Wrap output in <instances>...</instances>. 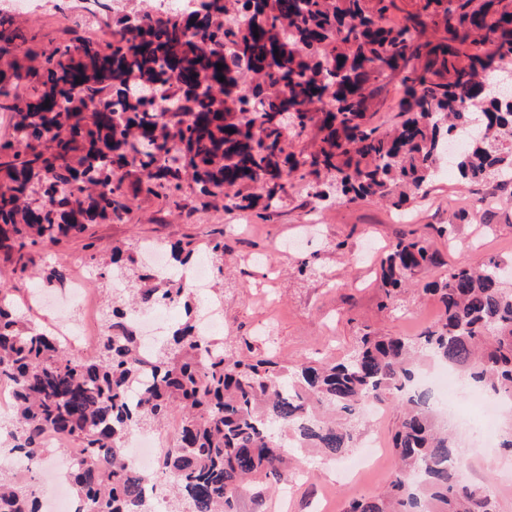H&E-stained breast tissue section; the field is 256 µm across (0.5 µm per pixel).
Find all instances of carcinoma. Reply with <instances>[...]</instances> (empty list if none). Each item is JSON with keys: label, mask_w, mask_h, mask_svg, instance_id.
Listing matches in <instances>:
<instances>
[{"label": "carcinoma", "mask_w": 512, "mask_h": 512, "mask_svg": "<svg viewBox=\"0 0 512 512\" xmlns=\"http://www.w3.org/2000/svg\"><path fill=\"white\" fill-rule=\"evenodd\" d=\"M397 10V0H201L190 11L115 17L97 40L53 43L38 69L14 56L0 69V110L12 119L0 140V250L24 273L32 247L121 221L125 200L141 195L199 193L222 198L226 212L259 207L268 218L298 170L336 178L339 204L376 197L400 211L437 177L450 139L461 147L448 168L497 194L512 184V92L483 93L475 78L512 57V0H421L381 24ZM477 28L494 51L467 52ZM26 42L1 15L0 54ZM388 71L400 77L408 118L383 130L369 112ZM24 82L33 94L23 97ZM285 108L299 118L293 136L313 134V151L288 150L275 123ZM208 256L223 274L224 241H211ZM431 262L422 238H399L381 265L385 295ZM98 268L131 288L130 299L108 303L91 355L22 323L17 299L0 289V384L16 394L0 453L38 467L45 433L79 442L77 512H154L125 443L173 410L184 426L161 461L170 512H238L247 481L288 473V449L343 455L364 405L391 395L404 410L398 471L386 494L353 499L345 512H495L488 490L448 473L456 446L414 377L425 357L512 399V290L499 261L452 267L426 286L441 314L418 335L366 332L341 361L291 367L253 356L246 339L233 348L197 335L182 279L140 273L119 247ZM166 300L186 320L146 357L128 317ZM0 512H39L37 490L4 468Z\"/></svg>", "instance_id": "carcinoma-1"}]
</instances>
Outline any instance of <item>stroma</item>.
I'll use <instances>...</instances> for the list:
<instances>
[{"label": "stroma", "instance_id": "35a3bbf8", "mask_svg": "<svg viewBox=\"0 0 512 512\" xmlns=\"http://www.w3.org/2000/svg\"><path fill=\"white\" fill-rule=\"evenodd\" d=\"M83 10V0H37L34 9L13 12V25L37 55L49 42L81 37L86 22L101 24L98 16L85 20ZM318 185L325 194L321 201L312 198L308 179L293 174L267 221L252 212L226 213L221 201L207 197L177 203L140 197L130 201L126 221L93 224L59 245L33 247L32 276L12 274L11 263L0 259V286L23 297L33 276L55 268L70 278L84 276L103 306L116 284L99 277L92 248L127 249L149 240L189 242L203 250L220 239L224 282L209 292L194 290V306L204 309L208 293L223 296L225 336L249 338L259 355L266 354L267 343L257 329L263 320H272L277 358L293 365L308 357L341 359L368 331L416 336L441 312L438 301L423 293L425 283L456 266L491 258L512 263V194L502 193L496 209L474 214L472 222H455L456 214L471 212L483 189L444 170L427 193L408 205V222L399 224L387 203L368 198L340 205L332 177L322 176ZM451 221L456 224L452 240L439 233ZM477 224L487 231L473 250L468 241ZM413 234L428 240L439 262L416 273L393 305H385L380 259L398 238ZM467 462L464 479L492 489L496 512H512V449L496 444L488 456L468 454ZM343 464L340 457L296 454L287 485L259 483L242 496L239 512H345L351 499L384 493L397 460L393 450H386L352 482L343 476Z\"/></svg>", "mask_w": 512, "mask_h": 512}]
</instances>
